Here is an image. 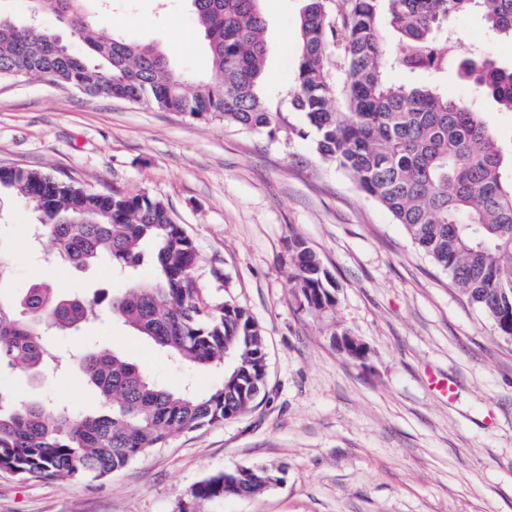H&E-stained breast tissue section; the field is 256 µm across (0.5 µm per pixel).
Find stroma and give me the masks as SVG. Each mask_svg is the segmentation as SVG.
<instances>
[{
  "label": "stroma",
  "mask_w": 512,
  "mask_h": 512,
  "mask_svg": "<svg viewBox=\"0 0 512 512\" xmlns=\"http://www.w3.org/2000/svg\"><path fill=\"white\" fill-rule=\"evenodd\" d=\"M301 0H259L268 53L264 90L296 132L272 140L218 122L94 98L30 79L0 82V166L36 169L99 191L162 200L192 238L195 277L208 302H229L260 325L268 354L256 407L237 419L172 437L124 469L67 484L19 481L0 471V512H178L209 475L265 465L282 482L253 497H227L204 512H512V338L452 286L386 209L348 174L322 161L289 111ZM101 32L167 52L173 66L210 76L187 0H85ZM460 56L512 65V40L474 14L456 16ZM37 216L0 195L7 285L47 278L91 293L125 288L104 268L78 272L33 244ZM301 240L336 284L334 305L310 309L292 278ZM87 335L118 347L159 384L198 390L218 374L175 366L119 322ZM351 336L367 349L349 356ZM453 385L432 389L430 376ZM23 389L89 409L95 395L73 376L53 382L0 371V389Z\"/></svg>",
  "instance_id": "35a3bbf8"
}]
</instances>
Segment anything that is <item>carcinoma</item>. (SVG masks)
<instances>
[{
  "label": "carcinoma",
  "instance_id": "obj_1",
  "mask_svg": "<svg viewBox=\"0 0 512 512\" xmlns=\"http://www.w3.org/2000/svg\"><path fill=\"white\" fill-rule=\"evenodd\" d=\"M22 23L0 18V81L19 77L65 85L94 97L219 121L275 140L294 132L263 89L267 44L257 0H191L207 45L212 77L190 79L167 54L121 36L102 37L81 0H29ZM343 23L328 0H302L290 105L314 132V149L344 169L357 188L403 225L412 243L454 286L512 338V148L499 141L475 100L512 113V66L475 58L458 65L475 99L439 86L458 46L448 20L477 12L484 26L512 39V0H342ZM52 12L82 45L77 51L32 17ZM395 33L394 43L386 31ZM344 46L332 74L328 50ZM428 76L424 84L390 79ZM23 200L51 240L58 264L89 268L107 260L132 277L123 291L89 299L35 280L0 296V369L44 379L76 373L97 396L96 410L46 399L29 403L0 392V470L26 482L99 480L175 435L242 415L257 396L242 388L259 378L265 353L252 315L201 299L196 248L164 202L144 193L98 192L42 171L0 167V192ZM302 295L315 311L335 303L333 281L303 243L293 248ZM103 315L121 320L173 364L225 372L203 393L170 389L114 348L81 344L62 360L46 345ZM248 484L224 486V473L197 482L178 512H200Z\"/></svg>",
  "mask_w": 512,
  "mask_h": 512
}]
</instances>
